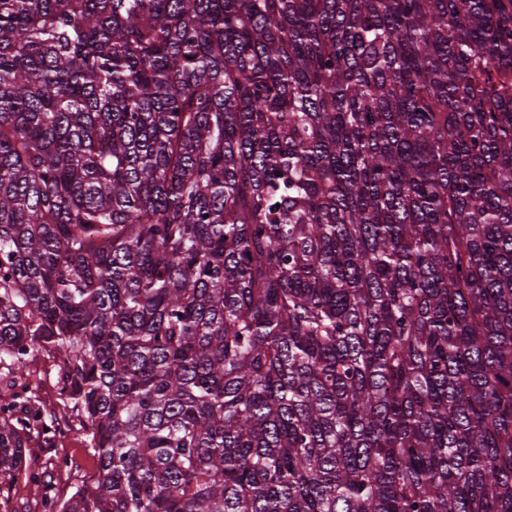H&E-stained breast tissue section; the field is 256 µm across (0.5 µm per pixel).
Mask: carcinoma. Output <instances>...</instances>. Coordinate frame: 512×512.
<instances>
[{
    "label": "carcinoma",
    "mask_w": 512,
    "mask_h": 512,
    "mask_svg": "<svg viewBox=\"0 0 512 512\" xmlns=\"http://www.w3.org/2000/svg\"><path fill=\"white\" fill-rule=\"evenodd\" d=\"M58 512H512V0H0V479ZM33 370L40 378V388L36 395L43 405L56 408L59 412V404L53 401L54 386L56 384V366L51 358L43 357L33 365ZM72 424L74 429L56 439L52 447L45 445L41 438L31 439L29 449L35 462L39 463L41 483L26 482L22 475L18 482L0 486V512H49L45 505L49 498L59 505L77 483L96 472L98 457L89 448V439L79 431L78 422ZM61 456L70 461V467L65 470L58 467L66 468L68 460L59 459L56 465L57 458Z\"/></svg>",
    "instance_id": "cac0c4a2"
}]
</instances>
